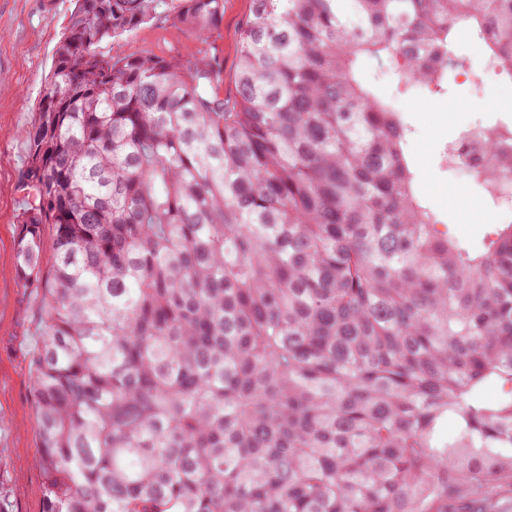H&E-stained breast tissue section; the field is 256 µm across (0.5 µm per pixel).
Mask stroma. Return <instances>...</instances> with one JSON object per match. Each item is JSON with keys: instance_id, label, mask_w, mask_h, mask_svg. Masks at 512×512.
Listing matches in <instances>:
<instances>
[{"instance_id": "1", "label": "stroma", "mask_w": 512, "mask_h": 512, "mask_svg": "<svg viewBox=\"0 0 512 512\" xmlns=\"http://www.w3.org/2000/svg\"><path fill=\"white\" fill-rule=\"evenodd\" d=\"M76 0H0V512H41L43 473L39 468L38 420L30 359L41 341L38 299L14 275L17 216L27 196L20 187L28 159V136L36 117L54 51ZM251 0H224L221 93L233 88L240 44L238 31ZM198 47L185 30L157 19L131 34L102 43L100 50L122 56L135 50L188 55ZM453 54L466 58L480 82L457 76L442 95L400 94L389 65L361 58V78L393 99L412 127L407 153L417 187L449 234L479 248L493 225L512 224V211L489 208L478 189L443 165L442 155L459 130L470 124L512 122V81L484 72V51L475 32L453 38Z\"/></svg>"}]
</instances>
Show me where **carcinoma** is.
<instances>
[{
	"instance_id": "1",
	"label": "carcinoma",
	"mask_w": 512,
	"mask_h": 512,
	"mask_svg": "<svg viewBox=\"0 0 512 512\" xmlns=\"http://www.w3.org/2000/svg\"><path fill=\"white\" fill-rule=\"evenodd\" d=\"M341 2L251 0L222 94L224 0H78L16 243L42 512L512 505V224L474 251L439 230L357 72L441 94L468 26L512 80V0ZM160 16L197 52L97 51ZM477 133L493 162L465 175L512 203V124Z\"/></svg>"
}]
</instances>
